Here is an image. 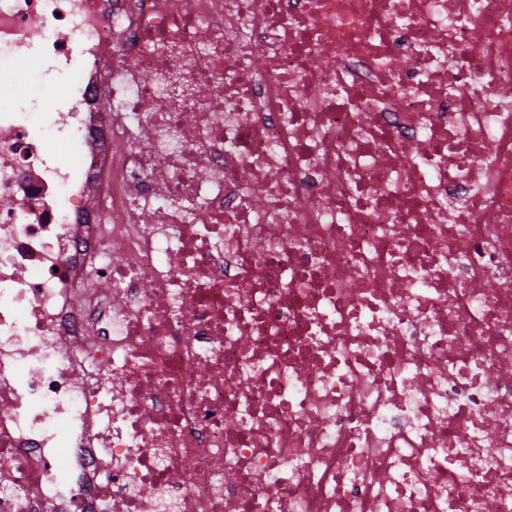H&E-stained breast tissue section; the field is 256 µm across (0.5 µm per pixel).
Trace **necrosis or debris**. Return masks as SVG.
<instances>
[{
  "instance_id": "obj_1",
  "label": "necrosis or debris",
  "mask_w": 512,
  "mask_h": 512,
  "mask_svg": "<svg viewBox=\"0 0 512 512\" xmlns=\"http://www.w3.org/2000/svg\"><path fill=\"white\" fill-rule=\"evenodd\" d=\"M7 67L0 512H512V0H0Z\"/></svg>"
}]
</instances>
